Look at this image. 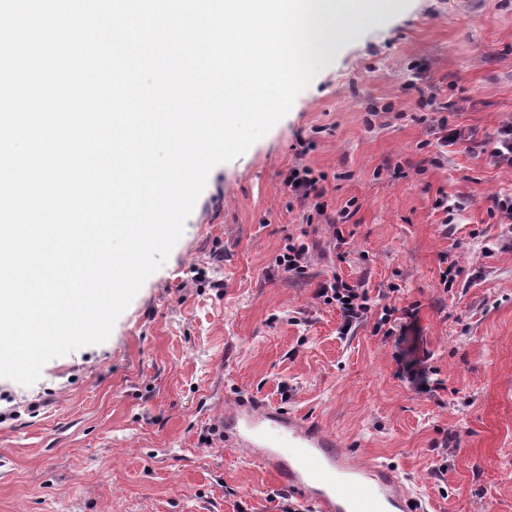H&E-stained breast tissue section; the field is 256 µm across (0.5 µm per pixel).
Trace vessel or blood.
I'll return each instance as SVG.
<instances>
[{
  "label": "vessel or blood",
  "mask_w": 512,
  "mask_h": 512,
  "mask_svg": "<svg viewBox=\"0 0 512 512\" xmlns=\"http://www.w3.org/2000/svg\"><path fill=\"white\" fill-rule=\"evenodd\" d=\"M227 446L242 450L296 492L306 512H427L384 462H360L318 422L250 396L213 421Z\"/></svg>",
  "instance_id": "vessel-or-blood-1"
}]
</instances>
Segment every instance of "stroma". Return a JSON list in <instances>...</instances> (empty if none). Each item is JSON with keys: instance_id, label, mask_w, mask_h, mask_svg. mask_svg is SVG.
I'll list each match as a JSON object with an SVG mask.
<instances>
[{"instance_id": "35a3bbf8", "label": "stroma", "mask_w": 512, "mask_h": 512, "mask_svg": "<svg viewBox=\"0 0 512 512\" xmlns=\"http://www.w3.org/2000/svg\"><path fill=\"white\" fill-rule=\"evenodd\" d=\"M388 2L372 22L345 13L329 67L212 169L105 343L32 386L0 378V512H281L274 475L209 419L239 395L392 464L429 512H512V224L493 202L512 171L477 150L438 156L417 92L435 87L478 142L512 117V0ZM298 163L326 173L325 216L284 185ZM443 195L463 209H436ZM303 232L309 274L291 279L275 260ZM335 275L373 296L396 286L415 330L397 342L372 314L341 334L316 297ZM401 351L425 360L431 389L408 383Z\"/></svg>"}]
</instances>
